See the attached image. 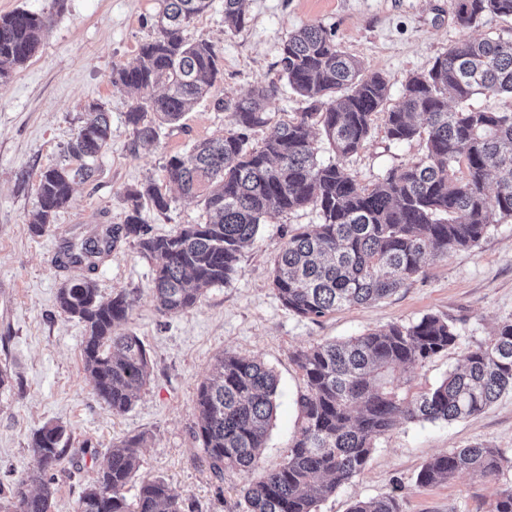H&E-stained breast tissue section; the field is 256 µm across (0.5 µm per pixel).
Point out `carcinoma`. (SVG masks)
<instances>
[{
  "mask_svg": "<svg viewBox=\"0 0 512 512\" xmlns=\"http://www.w3.org/2000/svg\"><path fill=\"white\" fill-rule=\"evenodd\" d=\"M155 36L142 43L136 63L115 68L112 84L135 95L126 113L140 140L156 138L154 121H179L214 86L217 51L207 40L188 41L185 30L211 0H162ZM249 0H224V21L245 27ZM462 27L488 16L512 19V0H451ZM38 15L24 9L0 17V86L30 61L44 38ZM282 76L310 105L299 116L268 127L258 147L248 131L267 127L263 103L273 83L251 88L232 107V127L170 159L169 182L199 197L206 221L175 232L152 234L145 206L164 211L168 200L149 183L127 192L120 224L106 227L81 246L69 245L60 265L89 270L122 240L157 260L152 293L165 315L199 303L209 287L238 274L241 249L257 236L263 218L312 205L321 223L308 224L279 248L272 285L282 304L309 319L352 305L384 299L421 273L427 262L477 246L490 227L512 220V109H475L476 94L512 96V39L466 40L412 75L398 101L387 102L388 81L344 51L332 31L305 24L281 46ZM384 113L387 138L421 140L425 152L390 169L370 188L346 172V161L366 144L373 117ZM332 147L333 160H317L314 129ZM111 140L109 113L92 106L68 142L65 163L40 175L39 210L32 230L41 234L71 202L77 182L93 180L95 161ZM60 311L84 326L83 369L96 400L112 413L128 412L151 378L141 339L117 329L128 323L133 301L106 298L86 276L68 279L57 294ZM454 324L426 314L408 326L370 329L346 340L319 343L295 356L305 390L297 400L301 426L277 469L263 471L240 491L238 512H315L317 496L329 495L361 474L374 442L400 421H452L479 414L512 390V320L489 341L468 351L466 364L435 386L402 394L403 373L459 343ZM277 377L263 363L226 353L198 386V464L217 481L224 472L253 471L276 409ZM65 429L46 425L32 438V468L11 494L7 512H50L53 473L67 449ZM141 437L112 446L96 477L81 491L75 512H185L164 480L144 477L134 500L126 487L140 470ZM512 470V455L483 445L452 448L427 461L416 482L434 486L468 472L496 480ZM35 484L30 492L26 486ZM349 512H402L393 490L358 500ZM488 512H512V482L497 491Z\"/></svg>",
  "mask_w": 512,
  "mask_h": 512,
  "instance_id": "1",
  "label": "carcinoma"
}]
</instances>
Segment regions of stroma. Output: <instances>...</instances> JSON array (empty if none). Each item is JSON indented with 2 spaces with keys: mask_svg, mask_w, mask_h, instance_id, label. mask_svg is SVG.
I'll return each mask as SVG.
<instances>
[{
  "mask_svg": "<svg viewBox=\"0 0 512 512\" xmlns=\"http://www.w3.org/2000/svg\"><path fill=\"white\" fill-rule=\"evenodd\" d=\"M19 8L43 16L47 31L36 55L0 88V369L11 377L10 386L0 389L1 506L33 462L34 433L52 423L65 428L68 447L87 442L93 454L64 459L55 474L51 512H73L108 448L132 436L144 439L141 474L164 479L191 512H233L256 471H229L219 483L194 461L196 389L216 357L229 351L255 358L277 375L276 418L257 469L264 471L284 462L301 424L296 401L304 381L295 353L434 313L455 324L460 342L415 368L411 389L417 392L462 366L470 348L512 320L511 220L493 225L478 246L429 261L391 296L317 320L288 311L270 278L289 234L319 223L314 208L266 217L243 249L235 279L209 288L196 306L173 316L157 310L150 292L154 260L124 241L90 276L102 295L132 298L127 328L143 341L153 369L132 409L112 414L93 396L83 371L82 323L57 307L58 290L69 276L57 263L65 245L81 243L97 226L121 223L126 190L149 183L170 199L168 210L142 211L154 233L202 223V203L169 184L165 166L171 156L230 127L232 113L219 108V101L236 100L254 85L278 87L265 104L269 124L307 109L278 64L281 43L292 30L311 23L331 29L367 72L386 76L394 103L410 75L428 69L455 43L489 33L512 38V20L489 17L465 28L456 23L449 0H250L249 23L235 31L224 23V0H213L185 36L215 45L221 77L178 123L158 125L155 142L146 144L126 121L133 100L113 87L112 70L132 64L140 44L152 38L159 0H62L58 6L52 0H0V16ZM94 104L109 112L112 130L110 147L96 162V179L76 184L70 205L45 233L34 235L39 175L63 161ZM423 152L418 140L390 142L378 115L365 147L347 160L346 169L369 187ZM478 444L512 452L511 391L464 419L400 422L377 440L363 473L321 500L317 512H348L355 500L394 490L402 512H486L496 483L468 473L434 487L416 482L433 456Z\"/></svg>",
  "mask_w": 512,
  "mask_h": 512,
  "instance_id": "obj_1",
  "label": "stroma"
}]
</instances>
